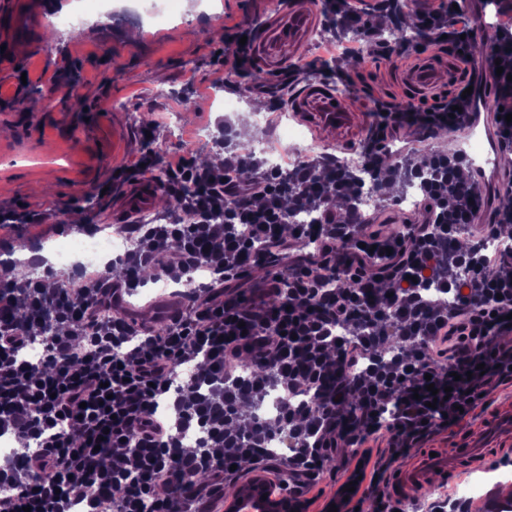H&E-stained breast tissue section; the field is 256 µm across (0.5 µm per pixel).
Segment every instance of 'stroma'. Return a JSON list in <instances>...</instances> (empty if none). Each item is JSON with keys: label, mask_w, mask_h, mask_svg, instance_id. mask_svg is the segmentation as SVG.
<instances>
[{"label": "stroma", "mask_w": 512, "mask_h": 512, "mask_svg": "<svg viewBox=\"0 0 512 512\" xmlns=\"http://www.w3.org/2000/svg\"><path fill=\"white\" fill-rule=\"evenodd\" d=\"M49 0H0L18 13H37L42 24L29 35L12 40L0 58V97L18 96L12 111H0V208L22 209L43 215L39 224H24L0 243V256L11 255L17 243L41 246L60 237L80 234L72 216L85 223H117L124 187L112 175L148 150L178 153L191 146L196 159L237 151L242 144L237 128L247 123L254 139L272 138L291 110L255 109L248 96L236 110H224L221 100L239 86L224 80L215 64L224 44L207 38L210 27L236 22L254 27L275 15L280 0H178L176 12L160 26L128 21L127 0H111V20L97 13L77 11L84 34L73 39L67 28L53 26ZM448 48L437 44L425 53L402 57L380 55L352 67L349 59L334 60L347 72L351 84L333 82L337 95L366 112L379 102L400 105L403 93L394 73L424 58L447 57ZM25 70V91L13 82L16 70ZM41 91L42 109L30 111L33 91ZM191 99L193 110L183 108ZM165 113L164 126L153 142L142 139V114ZM111 193H103L104 185ZM402 185L382 192L366 218L375 224H402L424 217L420 202L404 203ZM505 412L512 413V383L491 394L487 408L472 411L462 421L435 433L421 448L392 459L383 475L394 484L397 475L419 452L465 448L483 441ZM481 489L476 498H495L498 507L512 504V465L495 463L480 470Z\"/></svg>", "instance_id": "1"}]
</instances>
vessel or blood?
Instances as JSON below:
<instances>
[{
    "mask_svg": "<svg viewBox=\"0 0 512 512\" xmlns=\"http://www.w3.org/2000/svg\"><path fill=\"white\" fill-rule=\"evenodd\" d=\"M318 20L316 0H288L279 17L260 30L249 31L248 38L253 46L257 69L272 72L277 59L301 52ZM401 77L408 85L424 90L436 83L438 68L432 63L419 64L403 70ZM290 105L293 112L310 127L318 130L325 127L332 129L338 142L354 143L366 134L367 126L362 114L336 101L322 81L308 82L291 98ZM505 162L503 146L499 141H490L486 156L476 171L481 188L479 212L482 215H489L492 211L493 191ZM153 195V183L147 180L138 182L136 190L127 193L123 199L124 212L133 215L149 208ZM504 452V447L497 446L462 448L455 453H440L411 464L400 475L397 486L403 490L405 497L410 498L443 483L448 476L485 465L491 458L503 455Z\"/></svg>",
    "mask_w": 512,
    "mask_h": 512,
    "instance_id": "obj_1",
    "label": "vessel or blood"
}]
</instances>
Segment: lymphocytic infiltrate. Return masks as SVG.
I'll return each mask as SVG.
<instances>
[{
  "instance_id": "obj_1",
  "label": "lymphocytic infiltrate",
  "mask_w": 512,
  "mask_h": 512,
  "mask_svg": "<svg viewBox=\"0 0 512 512\" xmlns=\"http://www.w3.org/2000/svg\"><path fill=\"white\" fill-rule=\"evenodd\" d=\"M448 40L470 61L474 21L452 0H380ZM241 25L224 29V76L254 64ZM483 69L499 87L497 134L512 145V25L497 30ZM461 91L430 106L376 104L360 155L370 180L416 183L425 218L391 236L354 208L361 189L335 164L297 159L258 171L251 154L222 169L149 151L135 176L180 198L165 221L124 224L139 246L111 267L0 276V512H220L224 481L267 475L305 498L325 458L362 449L363 497L387 512L384 459L463 420L512 382V209L477 223L479 193L465 153L392 161L388 141L463 127ZM331 187L343 211L323 201ZM312 209L314 222H290ZM310 251L297 253L298 240ZM184 283L185 311L161 334L114 310L105 281L135 293L144 269ZM264 287L245 296L252 270ZM354 280L336 287L338 277ZM402 350L386 352L390 338ZM40 345L38 361L25 352ZM449 389L434 400L433 390ZM388 433L386 451L368 444Z\"/></svg>"
}]
</instances>
